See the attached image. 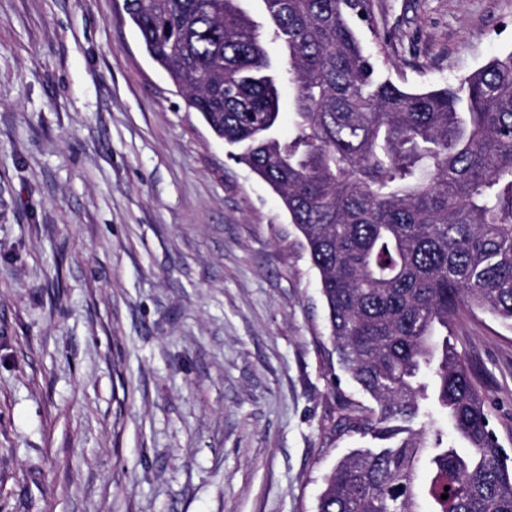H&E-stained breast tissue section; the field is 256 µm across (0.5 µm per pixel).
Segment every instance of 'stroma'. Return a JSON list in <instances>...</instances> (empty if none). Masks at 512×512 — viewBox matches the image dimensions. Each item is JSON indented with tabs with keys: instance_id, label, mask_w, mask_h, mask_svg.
Segmentation results:
<instances>
[{
	"instance_id": "1",
	"label": "stroma",
	"mask_w": 512,
	"mask_h": 512,
	"mask_svg": "<svg viewBox=\"0 0 512 512\" xmlns=\"http://www.w3.org/2000/svg\"><path fill=\"white\" fill-rule=\"evenodd\" d=\"M410 88L512 52V0H371ZM123 0H0V512H314L319 278ZM454 336L512 455V329Z\"/></svg>"
}]
</instances>
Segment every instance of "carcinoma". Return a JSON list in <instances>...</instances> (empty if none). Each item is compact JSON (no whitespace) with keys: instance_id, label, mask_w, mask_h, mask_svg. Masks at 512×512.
<instances>
[{"instance_id":"obj_1","label":"carcinoma","mask_w":512,"mask_h":512,"mask_svg":"<svg viewBox=\"0 0 512 512\" xmlns=\"http://www.w3.org/2000/svg\"><path fill=\"white\" fill-rule=\"evenodd\" d=\"M261 2L262 24L239 0H131L128 14L229 157L281 198L337 363L374 402L334 377L330 432L382 444L336 462L315 512H512V458L451 342L465 312L512 328V52L413 90L385 73L370 0Z\"/></svg>"}]
</instances>
